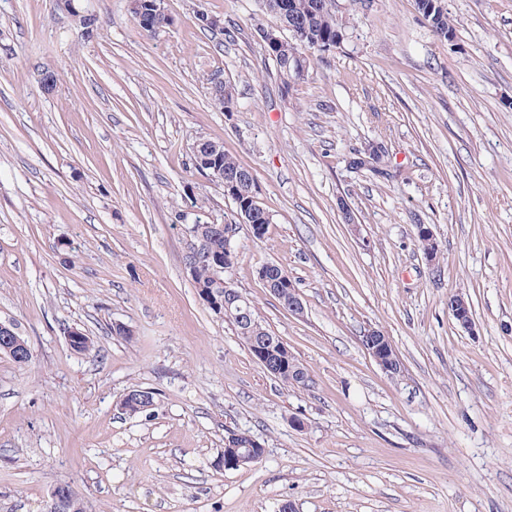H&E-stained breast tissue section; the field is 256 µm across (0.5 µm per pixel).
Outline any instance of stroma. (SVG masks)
<instances>
[{
	"label": "stroma",
	"instance_id": "35a3bbf8",
	"mask_svg": "<svg viewBox=\"0 0 512 512\" xmlns=\"http://www.w3.org/2000/svg\"><path fill=\"white\" fill-rule=\"evenodd\" d=\"M336 5L343 42L286 88L261 0H164L154 33L129 0H0V323L31 352L0 355V512H40L60 483L85 512H512V0H445L450 40L415 0ZM201 138L256 178L272 222L240 231L226 277L309 386L271 376L193 286L189 224L238 221L193 166ZM373 145L385 175L349 168ZM458 291L474 332L448 311ZM370 328L400 380L363 349ZM137 387L156 405L130 416ZM231 431L263 458L219 467ZM371 336H377L374 344L365 351L373 359V361L382 369L389 370L394 366V356H399L392 340L383 330H370Z\"/></svg>",
	"mask_w": 512,
	"mask_h": 512
}]
</instances>
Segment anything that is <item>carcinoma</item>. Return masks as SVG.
Masks as SVG:
<instances>
[{"instance_id":"carcinoma-1","label":"carcinoma","mask_w":512,"mask_h":512,"mask_svg":"<svg viewBox=\"0 0 512 512\" xmlns=\"http://www.w3.org/2000/svg\"><path fill=\"white\" fill-rule=\"evenodd\" d=\"M294 4L288 24L294 26L289 31V37L284 39V45L278 51L268 48L269 55L274 58L284 86L299 80L308 73L305 53L310 50L325 51L339 45L344 38V27L336 16V0H289ZM153 0H132L131 13L138 25L144 31L153 32L168 24V16L154 11ZM418 12L427 21L431 30L439 37L448 38L455 25L448 17L445 7L439 5V0H415ZM190 232L198 243L197 250L187 257V265L192 270L191 276L198 295L208 294L215 300H224L225 284L228 280L224 274L216 270L215 257L219 256L225 266L232 267L238 259V252L224 256V239L216 237L206 224H193ZM224 321L231 324L236 335L247 348H252L253 341L272 335L271 330L263 320H257V325L251 332L241 329L238 311L235 307H226L222 313ZM277 379L285 386H304L309 381L308 369L298 360L293 352H288L287 360ZM154 393L145 389L129 391L127 407L155 405ZM251 444L247 432L233 433L226 438L224 455L233 456L247 450Z\"/></svg>"}]
</instances>
